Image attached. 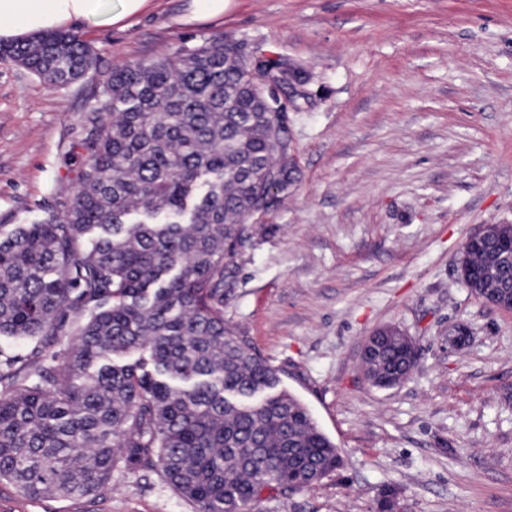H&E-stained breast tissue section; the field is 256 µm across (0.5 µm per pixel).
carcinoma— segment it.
<instances>
[{
	"label": "carcinoma",
	"mask_w": 512,
	"mask_h": 512,
	"mask_svg": "<svg viewBox=\"0 0 512 512\" xmlns=\"http://www.w3.org/2000/svg\"><path fill=\"white\" fill-rule=\"evenodd\" d=\"M0 57L50 88L97 68L51 31ZM74 144V197L0 234V480L30 498L97 496L153 470L193 512H252L266 490L310 487L343 462L279 370L224 321L237 246L269 182L296 168L253 74L224 39L100 74ZM483 288L512 266L474 250ZM137 355L132 363L114 358ZM417 352L388 336L367 363L400 386Z\"/></svg>",
	"instance_id": "carcinoma-1"
}]
</instances>
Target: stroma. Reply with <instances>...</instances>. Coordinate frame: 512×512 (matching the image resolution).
Wrapping results in <instances>:
<instances>
[{
	"label": "stroma",
	"instance_id": "1",
	"mask_svg": "<svg viewBox=\"0 0 512 512\" xmlns=\"http://www.w3.org/2000/svg\"><path fill=\"white\" fill-rule=\"evenodd\" d=\"M189 21L192 0H155L125 27L85 21L99 70L171 57L221 37L247 59L305 71L288 112L298 172L238 256L224 319L280 371L341 448L320 483L254 512H512V313L476 298L456 259L484 224H512V0H232ZM96 72L50 88L0 59V227L72 198L70 150ZM392 324L417 366L372 388L364 340ZM470 329L461 351L455 326ZM0 512H192L149 471H117L97 497L32 499L0 482Z\"/></svg>",
	"mask_w": 512,
	"mask_h": 512
}]
</instances>
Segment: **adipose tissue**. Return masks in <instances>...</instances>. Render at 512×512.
<instances>
[{
    "instance_id": "1",
    "label": "adipose tissue",
    "mask_w": 512,
    "mask_h": 512,
    "mask_svg": "<svg viewBox=\"0 0 512 512\" xmlns=\"http://www.w3.org/2000/svg\"><path fill=\"white\" fill-rule=\"evenodd\" d=\"M108 0H0V41L32 37L68 28L77 21L94 20L116 26L146 9L151 0H120L119 9Z\"/></svg>"
}]
</instances>
